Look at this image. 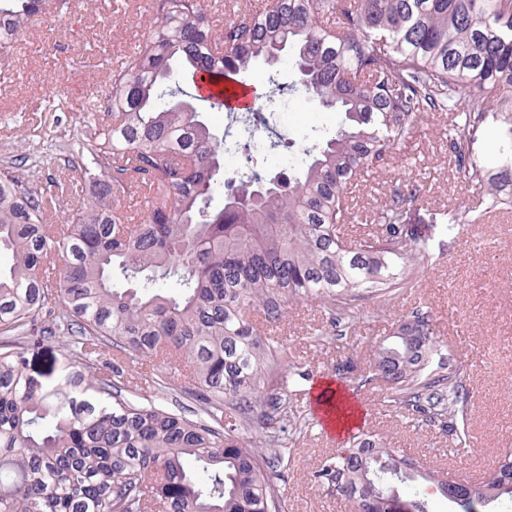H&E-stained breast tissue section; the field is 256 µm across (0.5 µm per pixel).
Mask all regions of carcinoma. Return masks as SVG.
I'll return each mask as SVG.
<instances>
[{
    "instance_id": "cac0c4a2",
    "label": "carcinoma",
    "mask_w": 512,
    "mask_h": 512,
    "mask_svg": "<svg viewBox=\"0 0 512 512\" xmlns=\"http://www.w3.org/2000/svg\"><path fill=\"white\" fill-rule=\"evenodd\" d=\"M154 2L147 39L112 71V122L95 128L88 161L62 171L66 221H52L53 199L0 170V247L14 256L0 273V512H272L259 449L288 464L286 388L304 375L262 322L281 320L290 300L346 315L356 294L416 280L395 210L345 238L364 174L385 165L421 113L448 112L449 151L477 197L453 221L512 207V0H267L220 29L203 0ZM64 4L0 0V55ZM284 61L292 84L280 81ZM259 62L269 106L315 100L342 114L336 128L298 146L273 129L272 112L249 109L212 133L192 104L198 74L241 79ZM491 110L505 118L488 171L465 143ZM258 128L266 134L251 137ZM230 151L242 156L233 177ZM272 156L291 157L293 174L270 176L260 161ZM134 182L147 198L136 218L119 207ZM220 192L224 207L213 210ZM55 291L61 307L42 321ZM34 333L60 348L53 384L30 369ZM105 346L148 361L160 389L184 367L183 392L201 414L112 378ZM370 374L389 404L466 442L461 368L440 355L430 318L399 320L375 345ZM254 403L267 411L248 448L240 432ZM226 407L242 417H224ZM314 477L354 512H394L395 481L411 483L408 512H429L424 484L446 499L450 479L362 431ZM458 491L461 512L512 501V451Z\"/></svg>"
}]
</instances>
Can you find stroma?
<instances>
[{
    "label": "stroma",
    "instance_id": "1",
    "mask_svg": "<svg viewBox=\"0 0 512 512\" xmlns=\"http://www.w3.org/2000/svg\"><path fill=\"white\" fill-rule=\"evenodd\" d=\"M153 5L69 0L61 13L36 21L14 43L8 67L0 68V168L17 167L35 190L52 192L87 122H111L109 77L145 41ZM338 120L337 113L305 101L297 112L279 107L273 124L285 137L312 143ZM449 121L445 112L419 116L353 201L357 232L383 209H399L425 268L414 287L358 297L348 318L316 303L296 304L267 326L268 334L287 339L304 375L289 398L296 415L283 436L290 461L264 466L279 512H350L348 502L323 492L314 477L335 451L309 408L308 392L323 378L335 379L353 408L366 411L368 432L404 449L422 468L474 480L512 449L505 430L512 421V208L488 210L472 224L450 223V213L469 202L473 188L448 155ZM19 127L28 139H17ZM418 313L431 319L443 353L463 368L466 447L388 406L380 383H358L368 371L371 346L390 336L398 319Z\"/></svg>",
    "mask_w": 512,
    "mask_h": 512
}]
</instances>
